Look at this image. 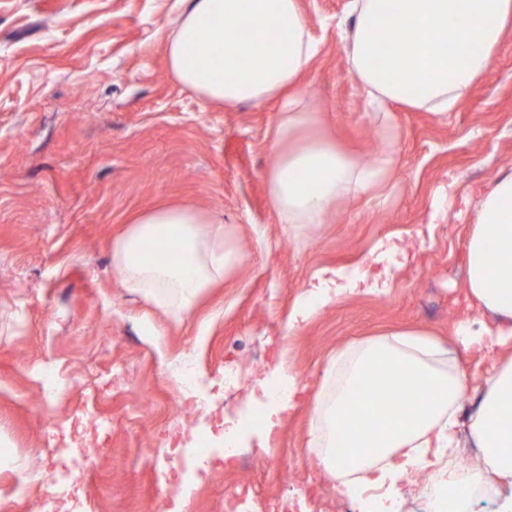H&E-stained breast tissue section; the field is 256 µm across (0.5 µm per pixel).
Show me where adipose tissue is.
Wrapping results in <instances>:
<instances>
[{
	"label": "adipose tissue",
	"mask_w": 512,
	"mask_h": 512,
	"mask_svg": "<svg viewBox=\"0 0 512 512\" xmlns=\"http://www.w3.org/2000/svg\"><path fill=\"white\" fill-rule=\"evenodd\" d=\"M180 14L163 44L171 72L204 101L234 106L285 103L274 130L278 156L266 176L280 223H327L337 201L369 194L392 173L396 149L386 144L372 167L359 166L327 136L303 105L301 80L317 50L300 0H178ZM512 28V0H348L340 24L349 73L383 110L445 116L495 64ZM463 286L491 323L465 320L464 348H512V173L481 200L466 241ZM244 257L227 242L223 219L186 205L141 211L112 241V267L131 288L178 314L191 312L203 289L223 284ZM367 281L364 266L321 270L282 325L291 336L315 312ZM447 350L423 334L392 331L339 353L329 389L312 410L308 445L318 465L357 500L360 512H399L410 473L442 463L473 440L482 464L449 473L438 487L440 512H469L461 486L512 484V357L494 364L469 426L457 417L468 383ZM250 404L265 423L258 437L282 426L299 383L287 359L257 379ZM385 392L387 413L370 401Z\"/></svg>",
	"instance_id": "1"
}]
</instances>
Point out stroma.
Returning a JSON list of instances; mask_svg holds the SVG:
<instances>
[{
    "label": "stroma",
    "mask_w": 512,
    "mask_h": 512,
    "mask_svg": "<svg viewBox=\"0 0 512 512\" xmlns=\"http://www.w3.org/2000/svg\"><path fill=\"white\" fill-rule=\"evenodd\" d=\"M347 0H301L317 55L301 82L328 135L372 165L381 114L350 76L336 22ZM177 0H0V512H36L63 487L30 483L61 449H101L80 488L85 512L172 508L226 512L252 485L275 512H341L338 482L308 448L310 410L338 350L395 329L434 335L476 376L486 365L455 342L469 315L465 241L481 199L512 173V31L497 61L451 116L398 111V165L386 201L337 202L329 223L284 231L267 195L277 157L273 106L224 108L173 77L162 43ZM162 203L223 214L245 262L175 316L125 286L112 240ZM398 247L382 293L341 296L292 336L281 326L322 268L360 261L378 240ZM161 335L149 336L146 324ZM288 357L298 404L269 438L226 459L224 421L245 387L227 369Z\"/></svg>",
    "instance_id": "obj_1"
}]
</instances>
